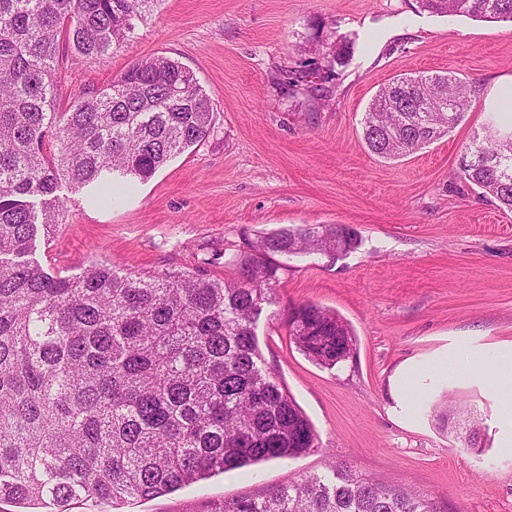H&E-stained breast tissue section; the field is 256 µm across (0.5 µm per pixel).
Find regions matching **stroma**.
<instances>
[{
  "label": "stroma",
  "mask_w": 512,
  "mask_h": 512,
  "mask_svg": "<svg viewBox=\"0 0 512 512\" xmlns=\"http://www.w3.org/2000/svg\"><path fill=\"white\" fill-rule=\"evenodd\" d=\"M349 54L325 101L284 74L318 61L328 31ZM166 55L192 70L213 108L208 138L171 159L135 193L100 207L62 188V223L39 232L48 271L93 262L120 271H187L232 280L245 240L285 227L343 224L362 243L331 259L281 257L276 301L257 324L262 355L318 434V446L185 486L123 512H204L210 501L323 472L330 458L362 473L443 495L451 512H512V445L501 414L512 383L456 370L458 355L512 343V213L459 178L458 160L512 94V22L432 14L416 0H155L113 53L77 62L65 95L104 85L132 62ZM455 74L471 103L447 135L399 160L369 152L362 121L399 74ZM311 302L354 329L357 356L335 368L305 358L281 324ZM448 360L418 390L404 367ZM457 404L482 419L479 450L440 430L434 409Z\"/></svg>",
  "instance_id": "obj_1"
}]
</instances>
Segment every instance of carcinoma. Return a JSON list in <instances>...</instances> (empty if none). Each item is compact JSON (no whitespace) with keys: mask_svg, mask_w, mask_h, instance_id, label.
I'll return each mask as SVG.
<instances>
[{"mask_svg":"<svg viewBox=\"0 0 512 512\" xmlns=\"http://www.w3.org/2000/svg\"><path fill=\"white\" fill-rule=\"evenodd\" d=\"M154 0H0V501L87 512L147 500L251 463L316 447L312 425L260 351L256 326L273 303V256L349 253L344 224L284 228L232 257V282L181 271L78 276L32 257L38 226L59 223L62 184L110 205L171 158L206 139L209 98L193 71L154 55L106 86L60 96L70 61L129 41ZM422 10L512 19V0H419ZM325 54L343 62L331 31ZM470 106L463 79L402 77L381 88L363 119L369 150L395 159L449 133ZM460 178L512 212V130H489L464 153ZM288 335L326 368L350 359L354 335L336 313L295 303ZM479 420L456 437L478 447ZM206 512H448V502L331 459L262 495L216 500Z\"/></svg>","mask_w":512,"mask_h":512,"instance_id":"1","label":"carcinoma"}]
</instances>
